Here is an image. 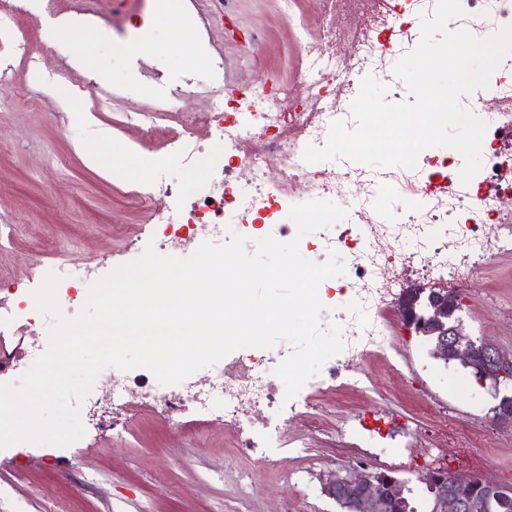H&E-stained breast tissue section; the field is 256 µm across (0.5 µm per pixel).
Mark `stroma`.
I'll use <instances>...</instances> for the list:
<instances>
[{
	"instance_id": "stroma-1",
	"label": "stroma",
	"mask_w": 512,
	"mask_h": 512,
	"mask_svg": "<svg viewBox=\"0 0 512 512\" xmlns=\"http://www.w3.org/2000/svg\"><path fill=\"white\" fill-rule=\"evenodd\" d=\"M60 14L81 15L86 32L46 47L47 12L17 16L11 32L0 31V306L24 317L23 302L45 275L73 262L90 270L87 282L67 287L70 317H77L89 284L139 258L152 237L140 192L147 174L162 171L182 184L180 126L154 118L151 107L170 88L205 70L214 51L224 55V107L242 112L249 88L291 94L304 83L306 46L319 29L318 0H230L225 18L202 31L198 16L206 0L185 14L202 57L186 64L181 50L133 59L126 44L143 38L165 43L169 33L150 18L132 17L123 0H58ZM30 40L14 49L12 35ZM86 44L90 63L76 60ZM72 90L69 98L53 88ZM125 158L92 164L88 155L105 143ZM461 317L473 339L512 349V254L484 267L460 292ZM416 363L411 384L379 361L372 362L375 388L367 396L341 394L336 413L323 415L322 444L312 460L256 449L245 453L237 431L215 414L197 422L193 411L179 430L160 410L118 407L113 390L129 385V372L95 380L92 402L80 412L84 436L66 446L20 442L0 448V512H340L322 490L325 475L354 464L336 450V420L352 409L381 407L436 426L425 396L443 402L457 429L475 430L474 448L461 452L463 472L512 485V427L494 423L496 404L459 362L432 355L430 340L408 337ZM401 438L386 440L362 464L395 477L414 490L417 512H425L420 469L396 466Z\"/></svg>"
}]
</instances>
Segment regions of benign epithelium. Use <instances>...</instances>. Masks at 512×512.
I'll list each match as a JSON object with an SVG mask.
<instances>
[{
  "instance_id": "benign-epithelium-1",
  "label": "benign epithelium",
  "mask_w": 512,
  "mask_h": 512,
  "mask_svg": "<svg viewBox=\"0 0 512 512\" xmlns=\"http://www.w3.org/2000/svg\"><path fill=\"white\" fill-rule=\"evenodd\" d=\"M458 310L459 299L455 295L433 292L428 295L420 322L412 323V327L422 336L435 337V353L440 359L461 362L474 371L480 385H490L498 399L494 419L512 427V351L490 341L474 343L456 317ZM422 482L431 488L428 512H491L493 504L507 502L512 494L511 488L457 470L427 471ZM323 492L341 512H410L404 499L406 485L392 475L367 467L329 475Z\"/></svg>"
}]
</instances>
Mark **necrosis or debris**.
Segmentation results:
<instances>
[{
    "mask_svg": "<svg viewBox=\"0 0 512 512\" xmlns=\"http://www.w3.org/2000/svg\"><path fill=\"white\" fill-rule=\"evenodd\" d=\"M463 16L448 27L468 30L479 38L512 25V0H461ZM436 0H382L370 13L349 58L328 54L306 79L307 102L300 112L283 111L279 95L258 94L252 110L224 114V97L215 95L213 106L200 119L213 128V145L204 147L185 137L180 145L182 162L191 173L192 205H185L163 178L152 177L140 197L151 203L168 198L163 210L153 212L155 223L168 227L159 241L170 248L180 231L196 234V221L208 218L205 238L216 244L228 236L221 228L225 213L236 218L235 233L247 237V252L257 238H282L286 225L279 217L305 198L346 192L358 202L357 221L337 224L303 236L301 254L323 263L337 253L351 277L337 296L320 291L324 305L320 330L340 325L344 347L309 379L295 398L298 417L314 423L325 403L320 393L342 389L366 392L370 381L367 360L388 366L407 361L401 350V330L396 319L398 302L406 288L455 291L472 281L496 256L512 254V113L502 104L512 101V54L503 58L489 77L487 88L461 97L462 106L486 120L484 161L469 184L459 178L463 158L451 148H429L415 168L377 179L359 167L325 161L307 163L306 146L324 145L332 122L349 118L360 90V80L370 74L392 79L389 68L400 54L413 51L421 40V17L432 14ZM275 179H267L268 171ZM396 188L405 202L396 216L382 205L385 189ZM292 352L281 342L262 355L241 354L222 359L207 372L208 389L194 401L200 415L223 413L233 425L257 426V436L240 440L244 448H277L284 424V389L275 367ZM399 435L405 438L407 466L444 468L474 438L456 428L440 425L428 430L398 415L368 411L349 420H337L336 445L355 455L366 444Z\"/></svg>",
    "mask_w": 512,
    "mask_h": 512,
    "instance_id": "4bbe7bcc",
    "label": "necrosis or debris"
}]
</instances>
